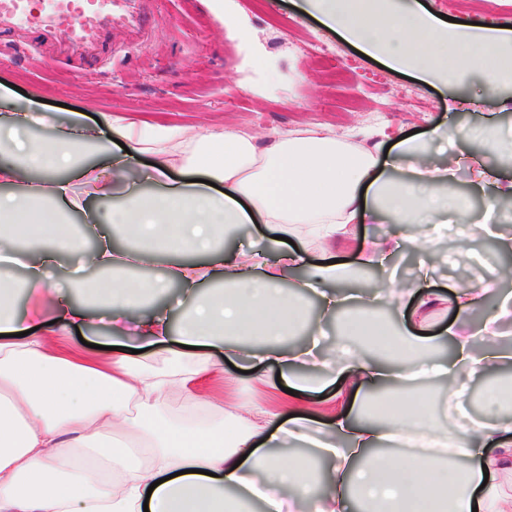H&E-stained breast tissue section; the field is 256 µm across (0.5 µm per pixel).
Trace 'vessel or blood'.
Wrapping results in <instances>:
<instances>
[{"label": "vessel or blood", "instance_id": "1", "mask_svg": "<svg viewBox=\"0 0 512 512\" xmlns=\"http://www.w3.org/2000/svg\"><path fill=\"white\" fill-rule=\"evenodd\" d=\"M123 0H46L32 10L31 0H0V33L26 25L38 42L54 41L65 52L94 53L104 50L106 35L113 30Z\"/></svg>", "mask_w": 512, "mask_h": 512}]
</instances>
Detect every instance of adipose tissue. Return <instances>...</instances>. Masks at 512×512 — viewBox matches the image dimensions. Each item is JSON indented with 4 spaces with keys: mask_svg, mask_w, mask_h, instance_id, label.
Wrapping results in <instances>:
<instances>
[{
    "mask_svg": "<svg viewBox=\"0 0 512 512\" xmlns=\"http://www.w3.org/2000/svg\"><path fill=\"white\" fill-rule=\"evenodd\" d=\"M301 8L325 27L390 70L412 73L424 82L448 86L479 76L488 93L512 86V29L451 25L424 8L421 0H302ZM82 113H72L55 133L39 140L21 137L29 124L49 125L47 113H23L0 125V512H512V493L502 474L512 471V380L485 386L483 418L443 429L434 444L447 454L372 455L408 421H422V403L411 419L371 420L341 407L315 419L262 412L250 419L231 414L230 424L213 416L200 392L217 369L216 353L231 357L235 336L262 337L266 359L292 375L295 391L309 393L335 382L354 393L372 392L418 378H448L464 396L477 374L498 371L512 354L490 344L475 349L463 328L482 298L473 288H453L456 318L440 338L416 336L388 327L363 310H346L342 331L368 336L399 350L396 358L351 357L323 360L324 372L308 378L315 343L292 352L281 345L302 320L292 293L280 283L298 268L301 255L287 237L305 233L332 252L351 225L419 224L448 213L468 217L466 200L448 196L450 167L426 156L431 140L419 135L398 141V156L383 157L380 146L352 147L329 128L264 138L218 126L203 135L159 124L111 120L131 154L151 151L154 182L150 193H132L112 212L111 231L95 232L93 267L103 278L90 282L104 301L119 349L111 357L89 354L69 341L86 312L73 304L51 277L64 255L81 252L62 213H88L93 200L108 196L127 169V158L84 165L90 145L108 153ZM182 167L186 179L171 183L168 173ZM407 168L406 176L391 173ZM39 173L43 183L22 194L9 188L21 175ZM231 224H266L272 231L261 250L220 255L217 236ZM130 238L113 246L115 235ZM407 233L392 241H368L352 264L317 266L304 281L324 312L344 308L346 299L326 289L327 281L348 275L352 266L387 264ZM185 255L173 275L194 304L180 330L163 312L140 313L142 301L163 295V278L129 279L128 268L162 257ZM210 264L197 263V256ZM25 270L24 286L36 291L25 315L14 310L15 285L4 275ZM222 282L219 295L197 298L202 281ZM54 325L43 329V311ZM445 339L448 360L407 358V351ZM145 350L156 366L135 358ZM136 404L137 417L127 407ZM298 441L314 447L330 464L325 481L300 461L271 455L268 445ZM497 452L485 456L483 449ZM291 496H284V489Z\"/></svg>",
    "mask_w": 512,
    "mask_h": 512,
    "instance_id": "ef3b65f1",
    "label": "adipose tissue"
}]
</instances>
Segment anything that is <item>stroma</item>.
I'll list each match as a JSON object with an SVG mask.
<instances>
[{"instance_id": "1", "label": "stroma", "mask_w": 512, "mask_h": 512, "mask_svg": "<svg viewBox=\"0 0 512 512\" xmlns=\"http://www.w3.org/2000/svg\"><path fill=\"white\" fill-rule=\"evenodd\" d=\"M439 17L489 27L512 25V0L493 8L455 9L448 0H426ZM147 13L142 34L118 33L106 57H57L51 49L27 51L24 31L0 34V122L18 119L29 100L58 117L82 109L113 154L109 118L178 125L204 133L212 124L239 127L261 138L304 122H323L353 143L389 144L403 135L432 128L453 129L456 144L486 165L512 175V159L500 156L475 127L491 123L512 130V88L491 95L471 78L450 88L387 69L302 11L300 0H231L238 19L220 23L203 0H139ZM152 154L139 155L112 196L94 204L101 220L130 192H151ZM424 225L416 243L390 263L393 293L415 288L419 264H426L430 287L443 291L452 281L490 285V270L508 256L496 241L431 234ZM390 325L423 324L424 334H439L453 320L450 303L406 306L403 312L382 305ZM240 356L211 382L227 409L277 412L294 408L293 395L274 389L278 369L256 360L263 347L242 340Z\"/></svg>"}]
</instances>
